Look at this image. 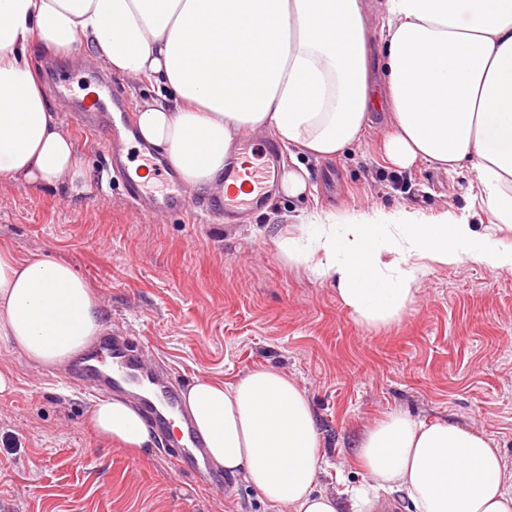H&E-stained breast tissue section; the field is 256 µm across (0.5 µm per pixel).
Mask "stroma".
<instances>
[{
  "label": "stroma",
  "instance_id": "stroma-1",
  "mask_svg": "<svg viewBox=\"0 0 512 512\" xmlns=\"http://www.w3.org/2000/svg\"><path fill=\"white\" fill-rule=\"evenodd\" d=\"M65 129L90 175L86 190L64 203L50 190L0 185V249L71 264L102 298L113 334L154 358L177 389L257 366L294 376L322 432L317 486L330 492L369 486L354 450L366 427L399 410L468 425L512 463V272L429 264L405 312L370 325L335 284L288 265L276 246L315 211L378 205L429 219L475 213L476 231L512 243V228L479 213L471 171L397 170L377 124L349 153L309 163L310 197L272 192L228 233L195 206L134 211L74 115ZM0 362L17 375L15 391L0 396V512H272L242 479L216 496L180 472L172 431H156L143 457L103 441L89 423L96 397L75 385L73 365L42 369L3 342Z\"/></svg>",
  "mask_w": 512,
  "mask_h": 512
}]
</instances>
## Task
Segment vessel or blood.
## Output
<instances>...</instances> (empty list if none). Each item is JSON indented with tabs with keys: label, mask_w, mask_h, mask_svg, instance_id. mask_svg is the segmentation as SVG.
Returning a JSON list of instances; mask_svg holds the SVG:
<instances>
[{
	"label": "vessel or blood",
	"mask_w": 512,
	"mask_h": 512,
	"mask_svg": "<svg viewBox=\"0 0 512 512\" xmlns=\"http://www.w3.org/2000/svg\"><path fill=\"white\" fill-rule=\"evenodd\" d=\"M91 79L98 87L97 98L85 101L81 108L86 118L85 131L99 137L101 147L110 153L124 183L129 202L141 210L157 215L186 211L190 198L183 190L178 175L163 157L155 156L149 161L161 188H153L133 178L124 161L126 144L135 133L132 115L120 99L112 98L111 78L101 72L92 73ZM282 156L275 146L264 149V161L249 173H242L232 164L224 169V178L235 181L249 176L255 199L245 200L229 197L224 203L214 206L213 212L222 221L229 220L237 212L258 207L272 189V181L280 167ZM84 378L79 386L94 392L120 391L133 395L158 424H167L169 417H180L182 431L179 442L187 463L195 471H202L206 464V452L202 440L196 434L192 420L186 416L182 400L172 384L153 370L150 362L141 354L133 352L117 337H109L103 345L84 360Z\"/></svg>",
	"instance_id": "b4317fda"
}]
</instances>
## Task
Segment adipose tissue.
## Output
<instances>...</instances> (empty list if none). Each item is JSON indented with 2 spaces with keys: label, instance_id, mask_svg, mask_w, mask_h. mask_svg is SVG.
Returning <instances> with one entry per match:
<instances>
[{
  "label": "adipose tissue",
  "instance_id": "ef3b65f1",
  "mask_svg": "<svg viewBox=\"0 0 512 512\" xmlns=\"http://www.w3.org/2000/svg\"><path fill=\"white\" fill-rule=\"evenodd\" d=\"M37 49H82L150 85L139 141L210 199L243 189L224 181L240 137L267 131L307 159H332L372 127L381 101L393 165L470 167L480 209L512 224V0H381L375 15L364 0H0V178L63 193L85 174L39 80ZM276 244L373 324L404 312L427 263L512 272V243L406 208L321 210ZM105 331L102 301L72 265L0 250V341L58 369ZM182 398L213 469L243 477L282 512L372 508L316 490L322 435L288 373L198 378ZM91 426L140 456L153 445L144 414L118 395L98 399ZM354 460L415 512H512V470L463 424L394 412L363 433Z\"/></svg>",
  "mask_w": 512,
  "mask_h": 512
}]
</instances>
